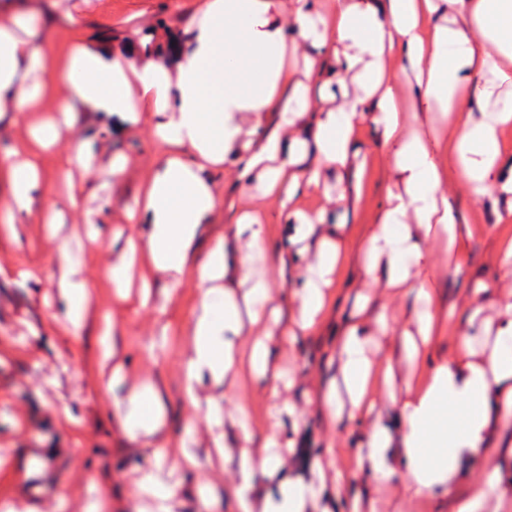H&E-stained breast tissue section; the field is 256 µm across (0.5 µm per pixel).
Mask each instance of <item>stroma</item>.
Wrapping results in <instances>:
<instances>
[{
  "label": "stroma",
  "instance_id": "stroma-1",
  "mask_svg": "<svg viewBox=\"0 0 512 512\" xmlns=\"http://www.w3.org/2000/svg\"><path fill=\"white\" fill-rule=\"evenodd\" d=\"M35 15L25 16L40 35L43 49L60 53L71 30H81L86 41L121 48L131 40L146 41L152 35L172 31L180 42L192 35V21L202 0H29ZM59 103L47 113L9 112L0 118V161L29 137L31 126L44 115H58ZM155 120L143 113L139 122L122 121L101 113L84 115L72 132L96 157V169L84 176V195L78 206L64 196L62 168L65 145L47 151L42 158L45 181L54 189L52 198H37L32 213L10 232L0 213V502H14L19 512H84L92 491L108 499L109 512H134L135 479L146 467L143 456L132 453L111 405L103 396L99 378L98 329L103 318L117 328L127 361V382L152 378L167 391L169 425L176 434L167 454L177 459L183 448L202 457L196 471L199 482L227 487L234 463L208 462L212 451L209 429L202 413L186 408L180 398L179 362L186 346L187 329L198 291L188 280L166 291L164 279L150 267L135 268V277L152 284V305L142 307L137 295L119 298L103 274L119 256L114 236L137 234L135 201L140 197L151 169L160 161L154 135ZM373 127H362L359 141L365 172L359 191H352L338 171H324L319 187L295 196L289 210L322 213L323 232L342 227L348 246L347 259L338 269L332 297L318 326L309 335L277 348V359L294 383L280 388V400L295 405L298 419H286L282 435L295 440L297 452L286 457L284 468L312 479L317 448L334 439L336 465L353 477L352 488L370 485L368 476H354L356 450L368 427L343 423L331 428L318 408L317 396L336 373L330 356L336 333L354 311L360 295L370 293L362 258L365 239L388 206L397 185L389 162L378 145ZM212 178L224 204L209 228L210 236L231 232L242 212L258 214L265 226L266 247L275 253L287 250L288 267L256 263L277 286L293 293L298 275L313 262L314 250L298 242L292 224L279 215L277 198L254 199L234 176L214 172ZM444 188L459 221L453 246L428 243L436 283L439 327L427 353L417 365L399 363V380L420 382L426 370L448 360L462 336L470 333V306L474 289H482L481 318L496 319L499 303L512 294V274H506L498 253L503 237H512V216L498 218L491 201L475 202L457 176ZM56 200L63 221L48 231L49 200ZM93 211L101 231L92 246L79 232L86 211ZM67 241L71 251L84 257V276L91 300L86 322L78 333L65 331L52 315L59 310L58 281L61 269L56 247ZM165 305L158 314L157 305ZM169 325L173 348L169 357L153 362L146 346Z\"/></svg>",
  "mask_w": 512,
  "mask_h": 512
}]
</instances>
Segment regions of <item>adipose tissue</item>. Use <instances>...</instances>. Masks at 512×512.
<instances>
[{"mask_svg":"<svg viewBox=\"0 0 512 512\" xmlns=\"http://www.w3.org/2000/svg\"><path fill=\"white\" fill-rule=\"evenodd\" d=\"M34 36L18 14L0 18V113L16 104L43 112L56 100L62 112L60 119L32 129L28 145L14 149L0 182V210L12 225L31 213L43 191L40 153L66 141L80 113L157 116L164 152L138 200L145 223L105 275L115 288H125L140 258L168 288L188 279L197 283L190 350L180 362L189 408H198L205 384L229 393L243 374L277 391L285 374L275 345L314 330L345 257L343 242L319 240L314 263L300 274L298 314L284 321L286 290L249 272L253 258L267 254L265 227L256 218L245 215L235 225L236 251H229L222 236L199 251L208 221L222 205L209 171L234 172L253 195L276 194L285 204L300 188L318 187L324 170H341L357 159L356 134L363 124H373L403 189L390 193L365 243L366 273L374 287L415 295L413 326L398 336L401 356L410 363L435 333L432 258L425 244L454 232L457 224L445 197L444 166L457 170L475 200L495 193L512 198V174L504 172L500 147L501 130L512 124V0H332L326 10L318 0H290L284 10L276 0H204L192 42L151 58L132 45L95 49L75 36L64 56H49L35 46ZM301 40L324 48L335 68L311 58L297 69L291 57ZM397 50L414 69L406 97L388 66ZM347 74L357 85L354 94L337 107L322 108L315 84ZM410 98L455 121L457 134L446 154L435 152L424 128L406 132L403 114ZM472 100L478 110L469 108ZM265 112L279 114L292 140L240 142L243 115L257 119ZM57 254L62 316L75 332L85 323L90 289L67 242H59ZM236 272L240 288L226 286ZM499 316L495 335L482 348L463 340L456 355L434 366L416 387L398 383L394 359L380 355L366 327L367 305L357 307L336 339L338 375L321 393L319 408L336 424L369 422L356 470L370 476L375 488L398 480L406 499L450 497L454 512H484L489 502H503L507 491L494 476L458 481L464 462L485 463L496 436L492 415L512 416V302L501 303ZM98 340L101 366L109 371L105 390L120 427L131 443L147 446L150 467L136 481L138 495L153 501L152 512H175L180 485L163 476L173 439L165 390L156 382L126 388L125 360L111 323H104ZM206 406L214 448L238 464L227 497L198 486L204 505L223 498L229 512H305L327 495L328 484H346L347 475L338 469L329 483L280 475L281 452L292 447L279 436L285 418L295 413L288 402L268 408L269 429L258 434L247 403L237 399L235 421L244 441L237 449L224 441L220 400ZM384 406L393 413L388 424L377 418ZM256 443L262 455L254 454ZM274 474L275 488L258 494L261 480Z\"/></svg>","mask_w":512,"mask_h":512,"instance_id":"obj_1","label":"adipose tissue"}]
</instances>
